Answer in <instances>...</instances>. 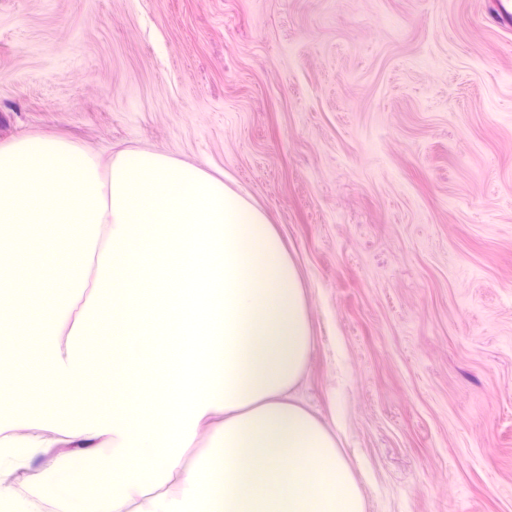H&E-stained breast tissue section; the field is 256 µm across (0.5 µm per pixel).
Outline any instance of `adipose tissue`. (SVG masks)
<instances>
[{"instance_id":"1","label":"adipose tissue","mask_w":512,"mask_h":512,"mask_svg":"<svg viewBox=\"0 0 512 512\" xmlns=\"http://www.w3.org/2000/svg\"><path fill=\"white\" fill-rule=\"evenodd\" d=\"M0 281L50 288L39 325L0 293V330L46 343L53 410L0 418V512H364L329 430L293 396L311 349L278 229L203 166L30 135L0 147ZM180 283L171 292L169 283ZM175 336L188 365L157 393L112 371L123 405L89 404V328ZM58 449L49 470L35 468ZM112 475L84 498L70 473Z\"/></svg>"}]
</instances>
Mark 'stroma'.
I'll return each instance as SVG.
<instances>
[{
  "label": "stroma",
  "mask_w": 512,
  "mask_h": 512,
  "mask_svg": "<svg viewBox=\"0 0 512 512\" xmlns=\"http://www.w3.org/2000/svg\"><path fill=\"white\" fill-rule=\"evenodd\" d=\"M490 0H0V144L224 174L365 512H512V30Z\"/></svg>",
  "instance_id": "stroma-1"
}]
</instances>
